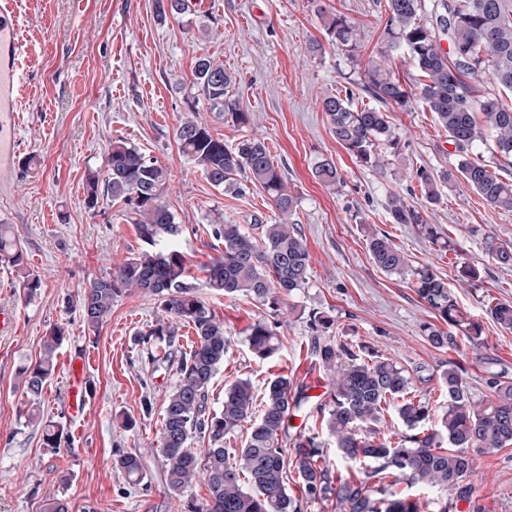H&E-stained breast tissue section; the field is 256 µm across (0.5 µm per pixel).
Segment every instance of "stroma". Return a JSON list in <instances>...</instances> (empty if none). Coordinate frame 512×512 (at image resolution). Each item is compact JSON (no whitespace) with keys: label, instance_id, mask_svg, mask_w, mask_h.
<instances>
[{"label":"stroma","instance_id":"obj_1","mask_svg":"<svg viewBox=\"0 0 512 512\" xmlns=\"http://www.w3.org/2000/svg\"><path fill=\"white\" fill-rule=\"evenodd\" d=\"M321 8L355 21L362 55L385 62L418 89L415 63L389 50L386 0H193L184 15L164 19L154 0H16L25 46L19 167L0 192V224L13 225L42 286L24 299L14 268L0 262V314L11 320L0 328V512H42L51 491L68 502L69 512H187L208 496L199 479L178 498L164 483L165 461L156 446L164 400L178 377L174 368L144 364L136 342L159 314L154 297L126 291L94 331L79 309L90 279L112 273L142 248L122 203L106 197L92 209L85 203L87 172L104 169L116 139L168 168L161 201L182 227L178 246L189 282L231 341L208 388L209 409H219L225 387L239 379H250L259 391L279 372L299 385H330L313 352L317 337L361 349L364 359L419 372L414 393L436 411L448 404L440 376L449 362L466 368L479 397L490 394L492 376L512 381V332L486 312L490 302L512 301V267L489 261L483 250L489 235L512 244V211L493 209L465 188L443 192L433 205L411 191L404 172L422 167L437 175L458 163L446 132L421 101L389 108L399 146L389 151L384 171L360 165L337 143L321 97L359 90L365 68L336 46L317 16ZM315 43L320 53L311 52ZM203 55L235 76V94L251 114L248 127L224 121L198 97L193 68ZM193 117L228 146L245 133L265 138L298 198L293 220L310 253L311 276L288 297L276 327L281 349L266 360L252 355L247 333L255 320H273L271 310L245 296L212 294L204 269L222 249L213 225L270 224L276 214L262 189L235 194L215 187L182 156L175 130ZM324 159L335 163L341 186L314 177L315 163ZM393 193L425 207L439 240L391 222ZM373 230L387 234L411 266H432L447 279L459 305L482 326L479 345L463 336L452 347L430 344L423 328L438 319L407 277L374 264L366 246ZM464 261L478 268L476 281L459 282ZM316 313L329 324L312 328ZM56 326L66 334L56 369L40 396L26 395L18 371L39 361ZM77 372L86 391L84 409L75 414L70 395ZM127 416L135 419L133 428L123 427ZM50 420L63 427L56 452L42 445ZM134 449L145 456L144 487L129 484L112 465L116 451ZM473 467L474 495L453 512H512V447L474 455Z\"/></svg>","mask_w":512,"mask_h":512}]
</instances>
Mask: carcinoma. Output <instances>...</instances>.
Listing matches in <instances>:
<instances>
[{"label": "carcinoma", "mask_w": 512, "mask_h": 512, "mask_svg": "<svg viewBox=\"0 0 512 512\" xmlns=\"http://www.w3.org/2000/svg\"><path fill=\"white\" fill-rule=\"evenodd\" d=\"M387 27L392 35L390 50L415 62L424 78L420 100L448 133L459 157L457 173L439 177L417 169L420 195L430 204L442 196L441 188L462 186L477 193L493 209L512 211V103L503 96L482 93L479 77L490 79L512 94V0H387ZM160 17L182 15L187 0H155ZM327 33L352 57L360 45L356 23L347 16H328L317 9ZM447 34L443 49L439 33ZM197 91L211 110L245 128L250 113L230 95L233 76L224 64L202 55L194 66ZM362 96L382 104H353V96L327 93L321 98L336 141L355 160L376 170L385 167L383 153L398 141L387 120L385 107L411 106L394 70L372 59L366 64ZM491 138L499 161L491 165L473 153L477 143ZM182 154L202 167L209 182L242 192L247 185L259 187L277 212L273 224H215L212 234L223 250L209 267L207 288L217 295H245L279 308L284 296L305 287L310 275V255L302 234L288 223L298 205L287 179L274 164L269 146L255 135L243 136L232 146L212 133L208 123L189 119L176 129ZM315 178L326 185L341 183L334 163L318 162ZM168 169L137 146L113 140L105 158L104 173L88 171L87 207L98 204L99 194L124 203L136 216L139 239L146 249L120 262L108 276L95 277L80 298L82 318L95 329L108 318L112 304L130 288L149 294L161 311L155 325L140 334L139 342L149 364L169 358L155 354L179 341V326L195 333L189 350H180L176 363L178 383L166 396L157 452L165 459L164 480L168 491L180 496L194 480L206 482L209 497L192 505L190 512H302L301 502L288 492V476L295 474L309 501L336 500L348 512H420V503L399 498L391 487L401 481L424 484L447 495L440 512H449L451 502H468L473 495L471 453L489 454L512 446V382L491 378L492 394L474 398L463 374L454 363L441 375L448 406L433 417L428 403L412 396L413 378L392 362H365L343 345L315 342L319 365L331 377L328 399L317 406L321 422L333 438L336 455L358 465L364 477L342 480L319 451L313 436L290 439L291 413L307 401L306 390L280 373L267 383L261 402L252 385L239 380L224 390V403L207 411L208 387L224 363L230 341L224 323L213 315L205 301L187 281L185 257L170 246L181 233L171 212L160 201ZM392 223L411 224L431 240L438 239L435 225L419 208L398 194L388 200ZM367 247L375 265L388 274L411 272V286L418 297L441 320L471 340L481 336L480 325L465 316L457 305L448 281L430 266L409 269L408 258L385 234L368 236ZM485 254L501 266H512V244L494 237L485 240ZM0 260L10 264L20 277L26 297L37 294L40 278L28 270L26 255L18 246L13 228L0 224ZM503 329L512 330V302L497 301L487 308ZM64 330L53 329L35 365L21 368L26 391L41 394L55 370L54 356ZM248 345L260 360L279 349L275 330L264 319L249 328ZM393 408L404 433L393 442L377 426L388 408ZM247 430L239 448L225 447L226 440ZM207 439V447H191L195 435ZM143 454L134 449L113 459L132 485L145 477Z\"/></svg>", "instance_id": "cac0c4a2"}]
</instances>
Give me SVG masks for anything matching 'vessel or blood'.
I'll return each mask as SVG.
<instances>
[{
  "label": "vessel or blood",
  "instance_id": "obj_1",
  "mask_svg": "<svg viewBox=\"0 0 512 512\" xmlns=\"http://www.w3.org/2000/svg\"><path fill=\"white\" fill-rule=\"evenodd\" d=\"M13 0H0V183L12 181L19 151L17 100L24 47Z\"/></svg>",
  "mask_w": 512,
  "mask_h": 512
}]
</instances>
